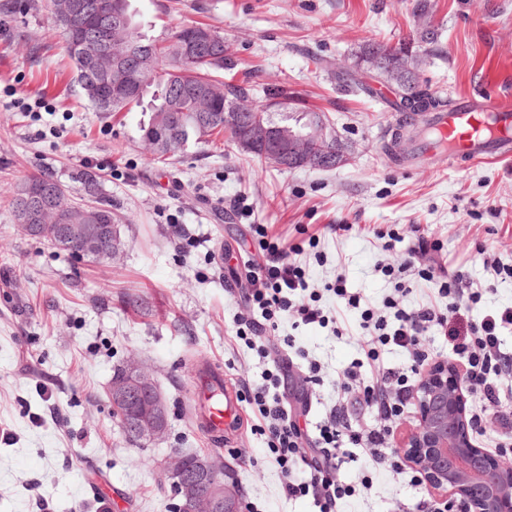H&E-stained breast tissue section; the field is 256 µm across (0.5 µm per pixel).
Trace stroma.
Returning <instances> with one entry per match:
<instances>
[{"label":"stroma","mask_w":512,"mask_h":512,"mask_svg":"<svg viewBox=\"0 0 512 512\" xmlns=\"http://www.w3.org/2000/svg\"><path fill=\"white\" fill-rule=\"evenodd\" d=\"M417 0H132L154 31L201 22L231 48L228 76L247 80L253 101L273 107L277 90L334 123L347 158L322 171L265 168L223 136L161 162L140 140L142 115L96 112L76 81L43 0L0 16V512H169L170 492L157 473L172 452L217 454L240 490L246 512H311L310 499L281 490L265 437L250 411L208 444L193 426L194 363L223 368L231 384L258 385L268 368L236 339L237 288L224 278V248L246 280L248 259H260L251 225L266 224L284 243L300 227L320 238L322 263L308 273L321 285L344 275L363 304L381 306L396 277L406 241L421 227L442 245L440 261L467 281L487 273L478 246L512 265V160L467 166L434 159L408 169L382 151L395 112L391 92L360 62L363 45L400 46L416 37ZM435 28L420 54V85L452 98L493 89L512 103V0H430ZM97 174L123 237L116 262L89 263L26 235L9 200L16 185L48 173L68 201L87 197L77 172ZM347 224L348 234L326 232ZM402 242L381 251L377 230ZM339 309L341 334L281 321L267 330L272 345L294 337L322 366L312 388L310 425L335 403L336 381L364 359L361 312ZM139 358L169 406L164 440L128 443L106 396L114 369ZM413 468L376 469L363 455L343 458L336 477L353 494L342 512H394L419 502L439 508L440 493L413 481Z\"/></svg>","instance_id":"stroma-1"}]
</instances>
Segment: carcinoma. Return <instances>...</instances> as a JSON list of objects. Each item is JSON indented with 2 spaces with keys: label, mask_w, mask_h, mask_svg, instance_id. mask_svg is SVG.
<instances>
[{
  "label": "carcinoma",
  "mask_w": 512,
  "mask_h": 512,
  "mask_svg": "<svg viewBox=\"0 0 512 512\" xmlns=\"http://www.w3.org/2000/svg\"><path fill=\"white\" fill-rule=\"evenodd\" d=\"M71 3L72 0H47V8L62 32L65 52L76 66L78 83L85 98L98 112H121L131 105H145L149 115L148 120L140 124V138L164 141L163 147L151 150L159 158H175L190 144L207 142L221 132L225 144L236 145V130L224 119V110L230 105L242 109L238 113L242 122L258 116L266 124L284 125L298 135L306 133L312 119L318 115L306 108L274 114L251 104L247 82L226 81L221 76L229 43L220 32L202 23L184 25L152 40L145 38L135 25L129 30L114 26L112 45L124 57L115 62L109 58L99 64L98 48L83 43V31L97 27L100 17L89 12L80 27L70 29L64 18ZM418 59L419 55L407 47L387 50L378 44L365 46L360 56L361 62L371 68L385 64L380 79L392 85L395 111L421 114L451 109L453 100L437 96L426 87L398 85L400 78L414 73ZM339 147L336 130L329 124L318 146V150L328 157L324 168L336 167V149ZM80 180L87 195L99 198L100 182L96 174L84 172ZM30 184L52 188L57 191V198L64 197L60 183L53 176L46 173L32 175L16 186L11 197L10 207L15 218L20 207L18 191ZM67 212L71 224H89L96 217H106L109 222L116 223L112 206L102 202L93 208L71 206ZM113 416L119 420L128 441H142L129 424L127 408L115 409Z\"/></svg>",
  "instance_id": "carcinoma-1"
}]
</instances>
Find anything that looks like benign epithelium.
I'll use <instances>...</instances> for the list:
<instances>
[{"label":"benign epithelium","mask_w":512,"mask_h":512,"mask_svg":"<svg viewBox=\"0 0 512 512\" xmlns=\"http://www.w3.org/2000/svg\"><path fill=\"white\" fill-rule=\"evenodd\" d=\"M238 146L262 150L276 157L279 164L305 165L319 168L325 158L308 149L301 138L284 144L279 127L262 122H249L238 128ZM28 203L27 223L21 229L39 237H49L59 245L71 239L81 241L86 251L102 258H112V251L98 252L99 243L112 246L121 241L120 225L98 220L95 224H68L60 217L58 224H30L41 201L30 189L21 191ZM147 402L134 420L137 431L147 440H161L167 434L168 402L153 374L137 359L124 364L123 378L111 382L107 397L111 406L124 405L139 395ZM417 425L410 429L399 451L414 467L422 480L444 496L446 512H512V461L490 457L470 439L473 421L466 408L461 378L454 366L439 362L428 369L416 387ZM167 468L175 474L171 481V512H244L243 501L225 486L211 482L205 493L194 491L196 484L208 478L210 465L197 462L194 472H184L178 455H173Z\"/></svg>","instance_id":"benign-epithelium-1"}]
</instances>
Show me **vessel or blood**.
Here are the masks:
<instances>
[{
	"instance_id": "1",
	"label": "vessel or blood",
	"mask_w": 512,
	"mask_h": 512,
	"mask_svg": "<svg viewBox=\"0 0 512 512\" xmlns=\"http://www.w3.org/2000/svg\"><path fill=\"white\" fill-rule=\"evenodd\" d=\"M407 162L417 165L436 157L467 164L512 159V108L494 91L461 97L451 112L431 113L425 130L406 147ZM224 373L210 366L196 376L191 420L213 444L224 440V430L240 416L241 406L232 392L218 394Z\"/></svg>"
}]
</instances>
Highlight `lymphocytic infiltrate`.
I'll list each match as a JSON object with an SVG mask.
<instances>
[{"label": "lymphocytic infiltrate", "instance_id": "1", "mask_svg": "<svg viewBox=\"0 0 512 512\" xmlns=\"http://www.w3.org/2000/svg\"><path fill=\"white\" fill-rule=\"evenodd\" d=\"M259 248L265 262L254 265L248 288L242 289L244 308L237 316L236 335L273 364L262 385L248 388L247 401L265 435L274 465L281 475L284 494L291 499L311 497L317 512H336L348 488L339 483L335 471L345 449L359 448L373 466L397 469L389 446L397 419L411 399L412 388L433 362L426 348V337L441 328L452 344L453 359L461 368L468 392L478 399L473 409L474 440L490 453L506 452L503 430H512V415L500 413L498 428L487 431L486 409L499 405L512 393V360L501 343V333L512 327V307L494 312L465 315L463 302H477L478 293L460 275L449 273L434 255L440 245L428 233L416 235L408 249L405 270L431 284L432 302L413 308L402 306L398 297H386L380 309H365V362L352 363L339 379V399L317 427L315 438H308L298 414L285 404V381L295 370L293 349H270L263 340L266 329L277 327L281 318L294 326H327L329 311L320 306V294L311 290L299 257L300 245L282 248L269 237L267 227L255 225ZM390 346L404 352L408 369L379 365L380 348ZM364 403L376 417L368 429L354 428L347 421L349 402ZM309 469L306 481H297L298 465Z\"/></svg>", "mask_w": 512, "mask_h": 512}]
</instances>
